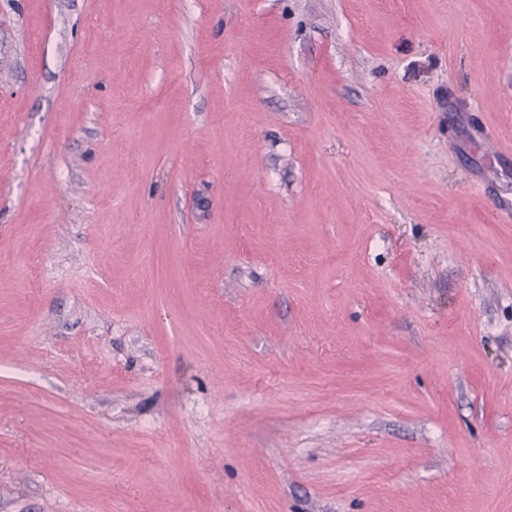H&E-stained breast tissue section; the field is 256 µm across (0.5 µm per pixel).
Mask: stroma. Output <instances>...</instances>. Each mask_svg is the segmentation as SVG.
I'll use <instances>...</instances> for the list:
<instances>
[{"mask_svg": "<svg viewBox=\"0 0 512 512\" xmlns=\"http://www.w3.org/2000/svg\"><path fill=\"white\" fill-rule=\"evenodd\" d=\"M0 512H512V0H0Z\"/></svg>", "mask_w": 512, "mask_h": 512, "instance_id": "stroma-1", "label": "stroma"}]
</instances>
